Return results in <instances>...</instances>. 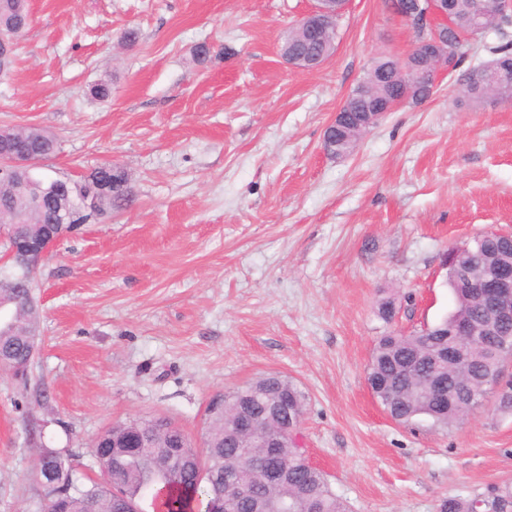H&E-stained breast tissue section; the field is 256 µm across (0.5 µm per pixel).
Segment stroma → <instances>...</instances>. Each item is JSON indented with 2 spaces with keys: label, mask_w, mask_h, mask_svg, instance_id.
Listing matches in <instances>:
<instances>
[{
  "label": "stroma",
  "mask_w": 512,
  "mask_h": 512,
  "mask_svg": "<svg viewBox=\"0 0 512 512\" xmlns=\"http://www.w3.org/2000/svg\"><path fill=\"white\" fill-rule=\"evenodd\" d=\"M28 5L0 125L57 139L38 175L115 164L135 200L64 234L35 273L30 380L0 370V512H40V447L69 453L84 481L100 477L96 437L133 419L169 417L199 447L210 398L267 374L305 393L300 446L350 512L512 490V411L496 397L441 429L395 421L366 382L387 329L454 309L445 255L512 233V101L473 105L445 74L336 159L326 126L375 58L412 45L385 0H349L313 70L281 54L313 0ZM103 80L105 101L90 93Z\"/></svg>",
  "instance_id": "1"
}]
</instances>
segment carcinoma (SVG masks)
<instances>
[{"label": "carcinoma", "mask_w": 512, "mask_h": 512, "mask_svg": "<svg viewBox=\"0 0 512 512\" xmlns=\"http://www.w3.org/2000/svg\"><path fill=\"white\" fill-rule=\"evenodd\" d=\"M470 0H455V10L448 25L442 29L449 43L469 33L468 5ZM17 0H0V30L6 33L12 45L29 28L31 18L16 10ZM485 28L498 32L506 41L494 47L493 61L500 69L512 73V39H507L505 28L512 26V16H500L496 0H486L482 20ZM320 43L305 32L293 29L288 34V55L302 53L319 54ZM370 98L353 99L354 111L347 113V120L336 123V136H359L362 131L355 121L361 116L373 98L383 96L391 88L386 74L372 79L364 78ZM461 92L474 105L483 103L498 93V86L485 82L472 83L465 77ZM20 139L16 151L32 153L45 158L55 153L57 141L38 130L19 131ZM133 187L118 186L112 202L92 205L91 199L83 202V214L79 218L86 224L104 218L112 209L128 206L133 202ZM10 210L9 219L17 222V235H37L46 239L57 236L59 221L57 208L48 204L36 208L30 201L0 188V204ZM504 247L512 249V240L492 236L484 239L466 261L472 264L474 274L498 261ZM13 284L11 288H0V310L10 311L5 325H0V360L8 369L22 372L28 378L33 362L29 346V333L38 324L39 312L32 292L31 271L13 263V270L1 272L0 279ZM455 311L450 317L464 315L478 319L483 309L478 296L465 288L453 289ZM500 339L487 336L481 345L470 349L465 362L446 359L438 366L446 382L445 396L434 394L431 389V371L426 358L448 350V337L438 331L410 333L388 331L379 337L367 371V383L373 386L374 396L391 417L407 423L416 416H426L436 427L446 428L457 419L478 410L477 401L471 399L472 391L484 389L486 379L495 376L499 369ZM288 398V412L301 419L306 411L305 394L287 378L271 374L236 391L224 395V410H206V453L201 455L186 442L184 455L173 463L170 459V429L174 422L166 417L133 420L103 431L92 448V456L101 473L113 485L120 488L126 500L138 503L150 494L155 512H209L210 503L224 490V471L236 466L237 457L245 450L246 442L234 430V419L239 409L247 407L257 414L265 413L267 403ZM284 458L288 460V484L270 483L264 469L243 472L241 480L249 483L256 496L267 505L268 512H348L347 505L331 490L324 473L308 464L299 448H287ZM57 468L67 475L66 496L61 502L41 504V512H114L112 491L107 483L94 482L89 486L78 484L71 462L65 458L56 460ZM506 503H512V493H494L483 499L464 502L448 498L441 505V512H496Z\"/></svg>", "instance_id": "obj_1"}]
</instances>
